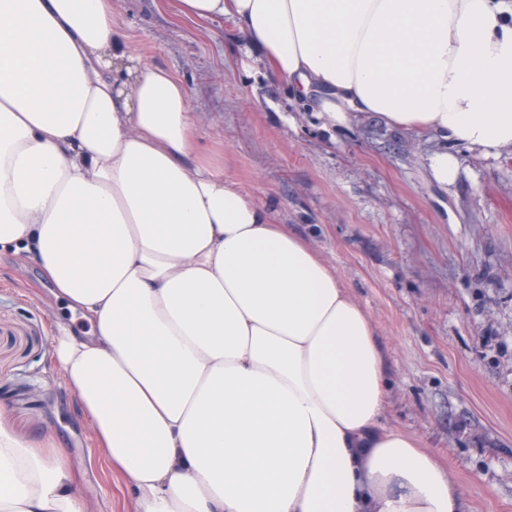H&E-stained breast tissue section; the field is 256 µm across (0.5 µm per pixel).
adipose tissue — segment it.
<instances>
[{"mask_svg": "<svg viewBox=\"0 0 512 512\" xmlns=\"http://www.w3.org/2000/svg\"><path fill=\"white\" fill-rule=\"evenodd\" d=\"M165 5L231 18L332 124L512 147V0ZM198 138L112 0H0V250L89 323L57 322L53 359L134 512H462L448 466L384 424L351 288ZM66 454L0 423V512H92Z\"/></svg>", "mask_w": 512, "mask_h": 512, "instance_id": "1", "label": "adipose tissue"}]
</instances>
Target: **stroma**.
Here are the masks:
<instances>
[{"label": "stroma", "mask_w": 512, "mask_h": 512, "mask_svg": "<svg viewBox=\"0 0 512 512\" xmlns=\"http://www.w3.org/2000/svg\"><path fill=\"white\" fill-rule=\"evenodd\" d=\"M137 53L184 84L199 152L308 242L370 315L385 349V422L449 463L464 512H512V148L496 156L367 113L330 125L242 54L230 21L161 0H112ZM457 159L448 184L429 159ZM51 282L0 257V403L6 423L67 448L98 512H129L123 478L53 363Z\"/></svg>", "instance_id": "obj_1"}]
</instances>
